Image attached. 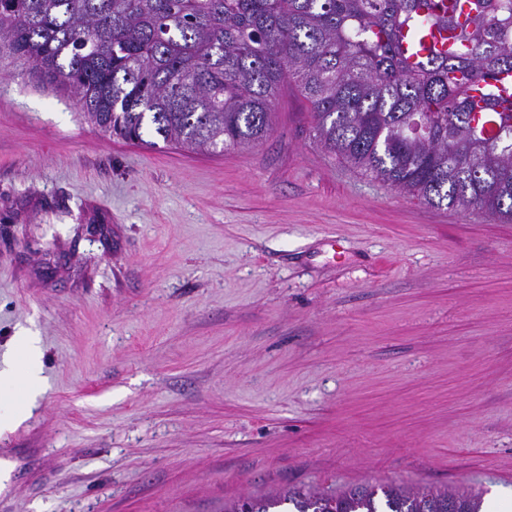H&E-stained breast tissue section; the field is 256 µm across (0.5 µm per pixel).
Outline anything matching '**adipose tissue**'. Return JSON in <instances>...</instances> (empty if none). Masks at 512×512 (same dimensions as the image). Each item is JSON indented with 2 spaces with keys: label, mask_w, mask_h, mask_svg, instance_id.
<instances>
[{
  "label": "adipose tissue",
  "mask_w": 512,
  "mask_h": 512,
  "mask_svg": "<svg viewBox=\"0 0 512 512\" xmlns=\"http://www.w3.org/2000/svg\"><path fill=\"white\" fill-rule=\"evenodd\" d=\"M22 361L17 368L0 370V427L18 416L19 403L34 397L42 383L41 347L37 337L21 336Z\"/></svg>",
  "instance_id": "obj_1"
}]
</instances>
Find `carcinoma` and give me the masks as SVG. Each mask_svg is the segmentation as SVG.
Wrapping results in <instances>:
<instances>
[{
	"label": "carcinoma",
	"mask_w": 512,
	"mask_h": 512,
	"mask_svg": "<svg viewBox=\"0 0 512 512\" xmlns=\"http://www.w3.org/2000/svg\"><path fill=\"white\" fill-rule=\"evenodd\" d=\"M0 0V64L28 66L101 131L194 152L258 144L281 89L314 142L432 207L512 219V0ZM455 50L416 60L410 29ZM481 512V494L396 482L244 497L224 512ZM385 510H379V505Z\"/></svg>",
	"instance_id": "1"
}]
</instances>
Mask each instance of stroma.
Instances as JSON below:
<instances>
[{
	"label": "stroma",
	"instance_id": "stroma-1",
	"mask_svg": "<svg viewBox=\"0 0 512 512\" xmlns=\"http://www.w3.org/2000/svg\"><path fill=\"white\" fill-rule=\"evenodd\" d=\"M285 84L260 144L102 133L0 67V512H224L396 480L512 512V223L320 149ZM22 361L17 369L0 370V428L18 417V404L34 397L42 383L41 347L37 336H18Z\"/></svg>",
	"mask_w": 512,
	"mask_h": 512
}]
</instances>
